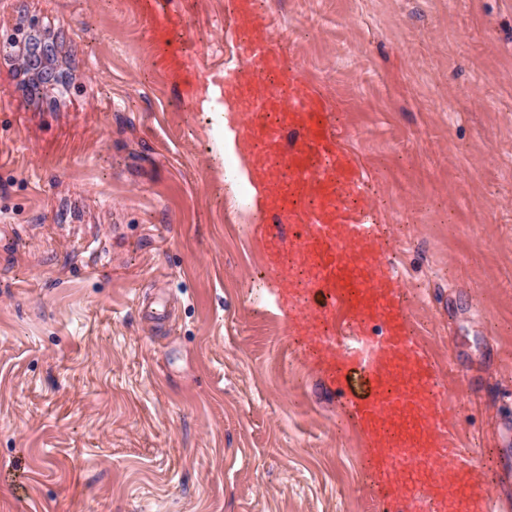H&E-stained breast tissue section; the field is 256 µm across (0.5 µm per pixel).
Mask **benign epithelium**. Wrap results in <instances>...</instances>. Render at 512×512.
I'll return each mask as SVG.
<instances>
[{
  "label": "benign epithelium",
  "mask_w": 512,
  "mask_h": 512,
  "mask_svg": "<svg viewBox=\"0 0 512 512\" xmlns=\"http://www.w3.org/2000/svg\"><path fill=\"white\" fill-rule=\"evenodd\" d=\"M12 56L20 72L30 77L29 91L35 97L46 86L56 83V44L44 32L36 19L16 29V34L6 41L0 40V54Z\"/></svg>",
  "instance_id": "1"
}]
</instances>
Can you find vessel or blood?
Instances as JSON below:
<instances>
[{
	"mask_svg": "<svg viewBox=\"0 0 512 512\" xmlns=\"http://www.w3.org/2000/svg\"><path fill=\"white\" fill-rule=\"evenodd\" d=\"M241 67L227 73L242 87L258 82L265 71L285 67L280 45L260 32L241 43ZM250 109H274L282 122L297 130L290 147H282L281 131H264L270 144L273 208L284 218L301 217L307 230L294 242L293 256L307 267L310 288L327 307L317 310L318 322L329 318V305L346 307L357 331L377 325L369 361L343 349L335 337L313 331L311 344L319 354L341 357L344 365H365L370 393L351 401L358 423L368 429L375 452L392 472L407 468L434 469L451 463L464 474L473 464L468 449L457 447L449 433L451 410L443 403V382L422 347L410 335L405 308L390 280L378 277L381 257L378 227L370 214L347 218L344 198L357 191L358 180L347 175V162L335 143L334 129L316 96L298 77L267 91L250 94ZM315 197L302 207L304 197ZM444 493L425 486L406 494L403 486L387 494L389 512H445Z\"/></svg>",
	"mask_w": 512,
	"mask_h": 512,
	"instance_id": "b4317fda",
	"label": "vessel or blood"
}]
</instances>
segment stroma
Here are the masks:
<instances>
[{
	"instance_id": "obj_1",
	"label": "stroma",
	"mask_w": 512,
	"mask_h": 512,
	"mask_svg": "<svg viewBox=\"0 0 512 512\" xmlns=\"http://www.w3.org/2000/svg\"><path fill=\"white\" fill-rule=\"evenodd\" d=\"M238 0H0V512H384L369 444L282 280L304 234L239 196L198 94ZM316 89L485 494L512 423V0H252ZM164 303L157 325L146 311ZM467 364L462 384L454 359ZM16 32L6 41L0 39V54L12 56L19 71L29 75V91L35 97L41 94L44 87L56 83V44L36 19L30 20L26 27H18Z\"/></svg>"
}]
</instances>
